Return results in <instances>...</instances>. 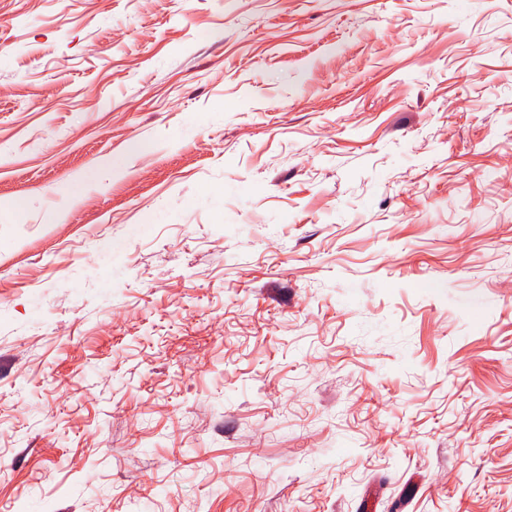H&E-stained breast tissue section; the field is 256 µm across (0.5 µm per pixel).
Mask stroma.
<instances>
[{"label":"stroma","instance_id":"obj_1","mask_svg":"<svg viewBox=\"0 0 512 512\" xmlns=\"http://www.w3.org/2000/svg\"><path fill=\"white\" fill-rule=\"evenodd\" d=\"M0 512H512V0H0Z\"/></svg>","mask_w":512,"mask_h":512}]
</instances>
